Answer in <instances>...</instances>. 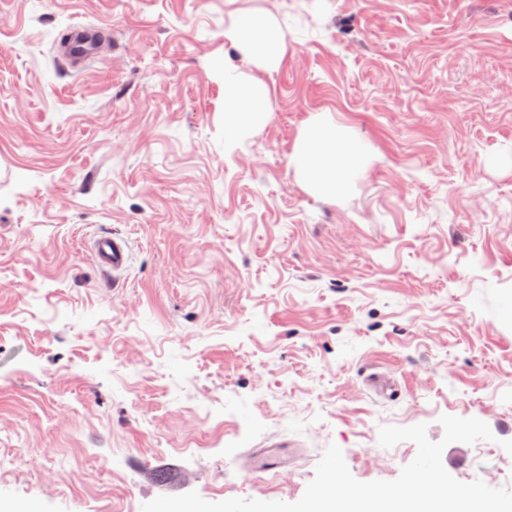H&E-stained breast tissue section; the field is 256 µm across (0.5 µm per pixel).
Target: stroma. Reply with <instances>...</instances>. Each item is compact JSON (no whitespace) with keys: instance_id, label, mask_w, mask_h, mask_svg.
Masks as SVG:
<instances>
[{"instance_id":"1","label":"stroma","mask_w":512,"mask_h":512,"mask_svg":"<svg viewBox=\"0 0 512 512\" xmlns=\"http://www.w3.org/2000/svg\"><path fill=\"white\" fill-rule=\"evenodd\" d=\"M287 43L265 120L224 135V37ZM102 28L85 69L57 55ZM330 115L368 148L340 198L294 160ZM512 0H0V512L293 503L329 444L361 482L477 418L457 480L512 490ZM102 232L128 269H98ZM288 445L275 475L252 451ZM101 35L84 24L69 27L60 37L57 52L70 63L81 66L98 57ZM91 252L98 267L107 272L124 271L130 260L128 241L117 234H101L91 243Z\"/></svg>"}]
</instances>
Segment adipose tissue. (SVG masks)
Listing matches in <instances>:
<instances>
[{"mask_svg":"<svg viewBox=\"0 0 512 512\" xmlns=\"http://www.w3.org/2000/svg\"><path fill=\"white\" fill-rule=\"evenodd\" d=\"M224 37L262 71H275L287 46L274 23L261 14H248L225 29ZM214 73L224 84V133L233 137L261 123L269 89L263 79L250 77L226 63ZM368 150L345 126L319 116L305 129L296 152L300 178L314 193L344 196L363 171Z\"/></svg>","mask_w":512,"mask_h":512,"instance_id":"obj_1","label":"adipose tissue"}]
</instances>
